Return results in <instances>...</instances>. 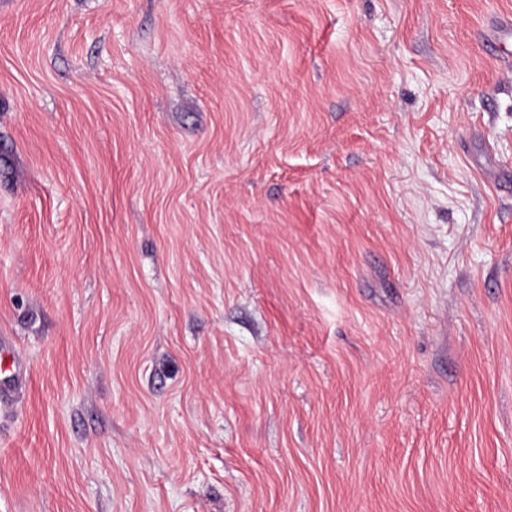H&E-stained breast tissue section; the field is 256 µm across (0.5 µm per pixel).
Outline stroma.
Returning a JSON list of instances; mask_svg holds the SVG:
<instances>
[{"label":"stroma","instance_id":"stroma-1","mask_svg":"<svg viewBox=\"0 0 512 512\" xmlns=\"http://www.w3.org/2000/svg\"><path fill=\"white\" fill-rule=\"evenodd\" d=\"M501 17L0 0V512H512ZM25 378V368L12 344L0 336V404L13 399L15 391Z\"/></svg>","mask_w":512,"mask_h":512}]
</instances>
